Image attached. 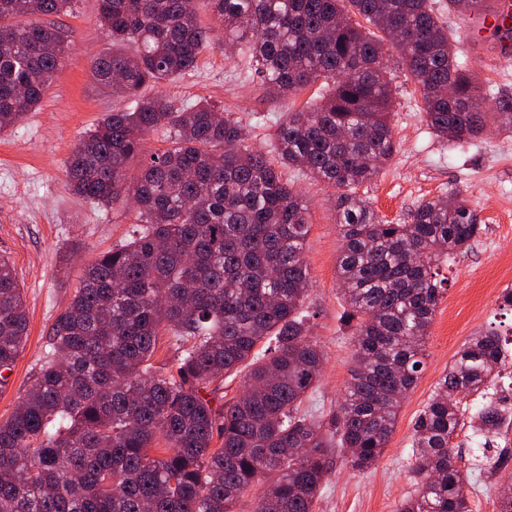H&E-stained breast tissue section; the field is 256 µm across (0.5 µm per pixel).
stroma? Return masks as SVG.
Instances as JSON below:
<instances>
[{
    "instance_id": "35a3bbf8",
    "label": "stroma",
    "mask_w": 512,
    "mask_h": 512,
    "mask_svg": "<svg viewBox=\"0 0 512 512\" xmlns=\"http://www.w3.org/2000/svg\"><path fill=\"white\" fill-rule=\"evenodd\" d=\"M432 6L454 37L459 64L469 69L488 104L512 102V57L498 54V33L478 25L476 17L449 12L448 0H432ZM50 21L74 36L66 63L39 109L0 135V255L15 265L29 319L26 346L0 387L2 420L31 388L49 350L50 329L85 265L122 244L137 222L135 205L93 206L73 194L66 176V162L80 136L104 113L125 106L92 73L93 58L112 49L96 0H72ZM384 49L399 150L374 179L359 186V195L383 221L403 224L421 200L455 190L476 209L484 230L443 268L446 281L426 338L425 367L401 402L384 454L364 472L352 470L343 456H332L314 512H398L415 490L410 466L414 424L437 381L477 332L494 329L512 336V311L499 307L502 290L512 286V137L491 123L473 143L460 147L437 138L424 121L416 82L399 51L389 43ZM149 92L177 107L200 98L224 107L244 126L247 145L269 154L279 120L319 96L314 86L289 99L269 96L240 51H225L220 41L203 50L191 75L161 82ZM282 176L309 206L304 257L311 290L306 306L313 315L312 334L325 355L310 402L329 412L346 393L354 353L353 329L344 321L336 280L339 191L297 167L283 168ZM451 444L459 468L470 475L473 512L496 507L503 480L489 461L497 450L482 451L467 428Z\"/></svg>"
}]
</instances>
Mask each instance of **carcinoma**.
Listing matches in <instances>:
<instances>
[{"instance_id": "cac0c4a2", "label": "carcinoma", "mask_w": 512, "mask_h": 512, "mask_svg": "<svg viewBox=\"0 0 512 512\" xmlns=\"http://www.w3.org/2000/svg\"><path fill=\"white\" fill-rule=\"evenodd\" d=\"M70 2L0 0V135L38 109L65 63L70 33L40 17ZM193 2L97 0L114 50L95 58L93 72L130 107L82 136L66 173L93 204L134 201L139 225L88 263L34 384L0 420V512H238L258 486L251 512H313L332 451L358 472L383 455L424 367L440 266L481 231L457 193L386 224L356 192L398 142L381 46L353 14L399 49L434 135L462 144L486 128L484 97L430 0H208L209 27ZM220 39L239 46L273 97L325 88L277 125L275 152L281 165L341 190L337 278L355 366L330 414L302 409L324 362L304 307L308 202L267 153L244 144L230 115L206 100L176 109L143 94L194 71ZM157 130L170 147L142 159L128 183L127 165ZM165 331L180 349L171 372L153 362ZM27 338L16 270L1 256V385ZM503 354L488 329L454 355L415 421L416 490L399 512H472L469 474L450 442L463 425L460 397H486ZM239 373L243 394L213 406L211 384ZM470 427L497 436L512 429V413L489 399Z\"/></svg>"}]
</instances>
